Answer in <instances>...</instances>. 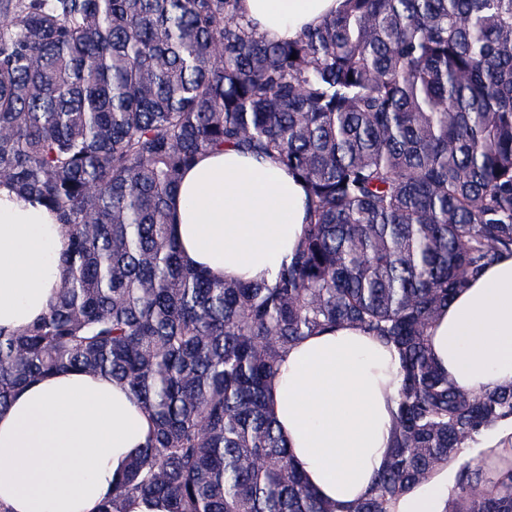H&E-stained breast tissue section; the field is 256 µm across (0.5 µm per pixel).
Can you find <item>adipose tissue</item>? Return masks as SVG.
Instances as JSON below:
<instances>
[{
    "mask_svg": "<svg viewBox=\"0 0 512 512\" xmlns=\"http://www.w3.org/2000/svg\"><path fill=\"white\" fill-rule=\"evenodd\" d=\"M344 0H243L258 31L296 38ZM185 259L217 280L272 282L304 230L306 192L273 160L229 148L185 174L173 201ZM68 241L41 203L0 186V327L45 314L62 285ZM431 353L458 386L512 385V256L473 277L430 330ZM397 353L340 326L293 346L271 390L280 432L317 497L366 495L392 445ZM151 422L111 377L61 372L0 410V507L5 512H96L145 444ZM446 470L403 497L394 512H443Z\"/></svg>",
    "mask_w": 512,
    "mask_h": 512,
    "instance_id": "1",
    "label": "adipose tissue"
}]
</instances>
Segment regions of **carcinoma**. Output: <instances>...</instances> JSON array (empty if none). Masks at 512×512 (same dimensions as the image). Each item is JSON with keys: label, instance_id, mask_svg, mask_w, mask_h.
<instances>
[{"label": "carcinoma", "instance_id": "carcinoma-1", "mask_svg": "<svg viewBox=\"0 0 512 512\" xmlns=\"http://www.w3.org/2000/svg\"><path fill=\"white\" fill-rule=\"evenodd\" d=\"M225 147L306 185L272 284L182 259V175ZM0 185L68 238L49 311L0 329V409L74 370L125 384L152 424L97 512H392L512 420V386L468 391L429 350L512 254V0H344L285 42L240 0H0ZM341 325L402 364L391 455L348 504L307 487L270 408L288 351ZM495 463L460 465L444 512H512V456Z\"/></svg>", "mask_w": 512, "mask_h": 512}]
</instances>
